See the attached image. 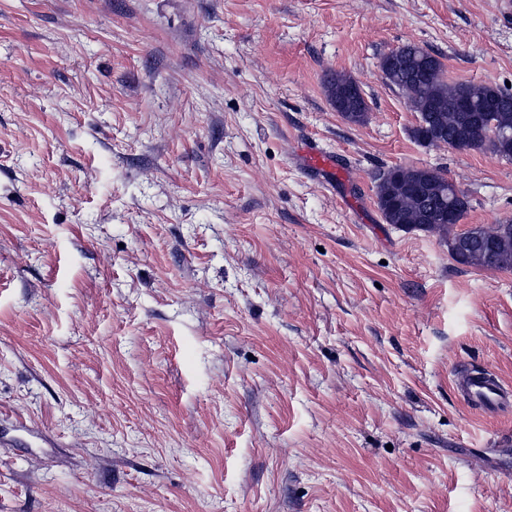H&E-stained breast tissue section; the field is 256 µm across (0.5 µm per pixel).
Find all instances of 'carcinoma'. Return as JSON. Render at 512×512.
Here are the masks:
<instances>
[{
  "label": "carcinoma",
  "mask_w": 512,
  "mask_h": 512,
  "mask_svg": "<svg viewBox=\"0 0 512 512\" xmlns=\"http://www.w3.org/2000/svg\"><path fill=\"white\" fill-rule=\"evenodd\" d=\"M385 81L407 98L418 113L419 123L436 137L428 146H452L459 141L476 151L499 149L489 143V128L484 116L494 115L496 128L512 132V93L488 84L449 83L442 62L415 44H404L383 58ZM325 85L336 111L347 120H365L367 104L363 96L348 95L355 82L336 72L326 76ZM377 205L387 224L406 229L431 231L435 228L432 212L451 202L453 185L437 172L430 187L415 185L408 193L397 191V183L381 172L375 176ZM459 263L471 267L511 271L512 239L503 241L496 253L490 254L484 242L473 239L467 253L451 252Z\"/></svg>",
  "instance_id": "obj_1"
}]
</instances>
